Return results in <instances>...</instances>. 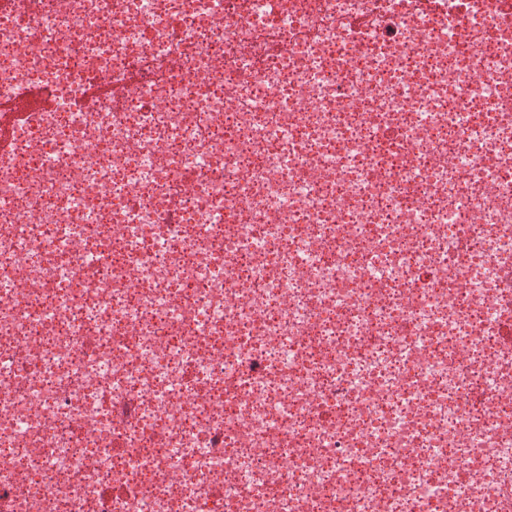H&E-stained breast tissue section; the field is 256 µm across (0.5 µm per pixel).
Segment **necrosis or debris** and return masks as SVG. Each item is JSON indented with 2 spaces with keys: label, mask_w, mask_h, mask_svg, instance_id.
Instances as JSON below:
<instances>
[{
  "label": "necrosis or debris",
  "mask_w": 512,
  "mask_h": 512,
  "mask_svg": "<svg viewBox=\"0 0 512 512\" xmlns=\"http://www.w3.org/2000/svg\"><path fill=\"white\" fill-rule=\"evenodd\" d=\"M31 89L0 512H500L512 0H11Z\"/></svg>",
  "instance_id": "obj_1"
}]
</instances>
